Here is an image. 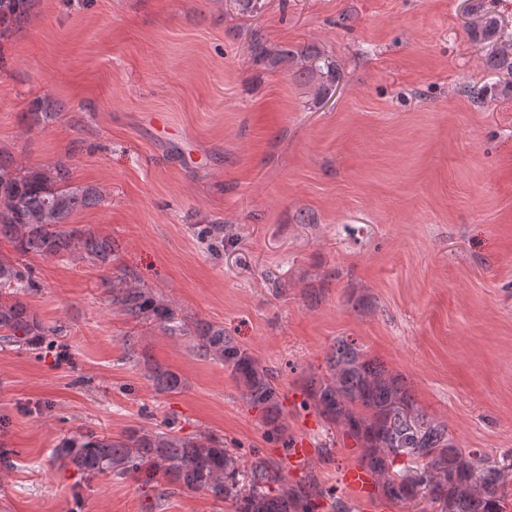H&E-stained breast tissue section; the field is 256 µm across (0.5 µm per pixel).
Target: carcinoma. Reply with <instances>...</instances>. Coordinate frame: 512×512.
I'll return each instance as SVG.
<instances>
[{
  "label": "carcinoma",
  "mask_w": 512,
  "mask_h": 512,
  "mask_svg": "<svg viewBox=\"0 0 512 512\" xmlns=\"http://www.w3.org/2000/svg\"><path fill=\"white\" fill-rule=\"evenodd\" d=\"M34 0H0V43L8 40L30 16ZM478 18L475 30L485 39L511 41L504 34L497 0H472ZM254 62L276 70L296 67L294 76L316 96L329 93L336 82V65H307L305 56L287 45L254 40ZM490 69L512 76V45L487 58ZM61 104L51 96L31 112L32 125L55 121ZM100 191L92 185H74L66 163L25 169L0 148V241L12 244L22 256L89 259L109 270L102 286L110 305L128 320L156 321L170 333L193 331L204 355L231 368L242 398L262 413L266 434L280 439L286 426L279 421L280 392L273 377L259 368L224 327L197 320L189 327L169 303L148 288L128 283L130 274L116 263V246L87 224H73L72 215L99 204ZM39 287L33 269L0 255V345L37 350L62 329L46 325L26 301ZM327 373L311 374L306 393L325 421L339 425L360 447V465L375 480L388 502L407 503L418 494L428 496L435 512H507L512 500V478L486 453L453 445L448 426L427 422L414 412L401 381L364 357L352 340L341 338L326 361ZM150 378L165 391L183 388L177 372L157 366ZM411 456L410 465L396 469L398 451ZM61 458L88 476L109 474L132 478L151 498L147 512L170 489L202 491L224 512H319L326 491L315 476L290 482L273 461L254 453L249 460L212 435L180 436L141 428L117 437L93 431L64 442Z\"/></svg>",
  "instance_id": "1"
}]
</instances>
